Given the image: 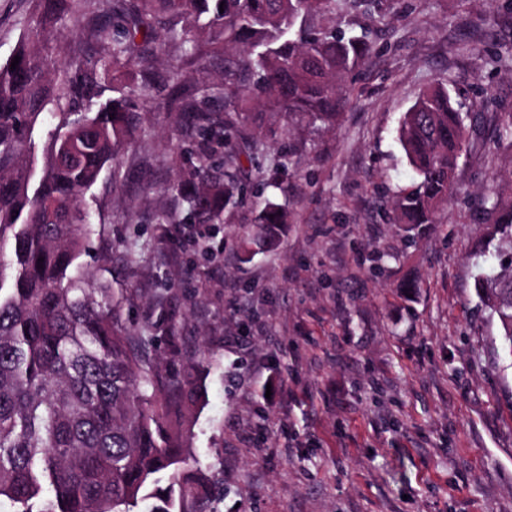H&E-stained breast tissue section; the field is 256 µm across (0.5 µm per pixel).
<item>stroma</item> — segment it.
<instances>
[{
    "label": "stroma",
    "instance_id": "obj_1",
    "mask_svg": "<svg viewBox=\"0 0 512 512\" xmlns=\"http://www.w3.org/2000/svg\"><path fill=\"white\" fill-rule=\"evenodd\" d=\"M32 0H0V63L14 53ZM367 28L372 51L344 87L335 126L266 118L279 173L246 184L288 212L275 247L243 261L255 228L246 200L220 224L181 217L168 193L193 134L166 107L164 84L141 105L114 183L87 192L95 224L81 258L124 296L132 332L168 376L196 373L179 429L211 479L215 512H512V353L481 309L479 270L498 268L477 199L512 194V11L491 0H369L338 18ZM199 102L224 104V61L207 72L166 51ZM445 84L481 111L446 208L411 238L387 218L415 174L397 128L419 92ZM169 215L159 223V215Z\"/></svg>",
    "mask_w": 512,
    "mask_h": 512
}]
</instances>
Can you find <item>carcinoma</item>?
Returning a JSON list of instances; mask_svg holds the SVG:
<instances>
[{"label":"carcinoma","instance_id":"obj_1","mask_svg":"<svg viewBox=\"0 0 512 512\" xmlns=\"http://www.w3.org/2000/svg\"><path fill=\"white\" fill-rule=\"evenodd\" d=\"M361 0H60L33 11L11 62L0 65V499L16 512H201L206 474L183 472L186 449L173 434L189 382L168 379L121 318L122 298L92 284L78 262L92 232L83 197L140 124L137 106L156 82L157 47L171 45L201 70L224 57V110L200 106L181 71L166 111L196 130L189 220L222 224L243 195L237 149L263 114L334 125L342 83L370 53V32L346 35L336 14ZM118 13L90 36L95 56L58 70L49 36L66 20ZM113 96L102 101L107 85ZM54 122L46 123L47 111ZM468 114L448 88L417 96L398 128L415 171L392 200V223L425 235L447 206L468 142ZM512 247V198L486 209ZM288 213L267 200L251 238L273 242ZM482 306L512 350V262L481 273ZM166 387L157 398L158 387ZM44 506L34 507L43 494Z\"/></svg>","mask_w":512,"mask_h":512}]
</instances>
